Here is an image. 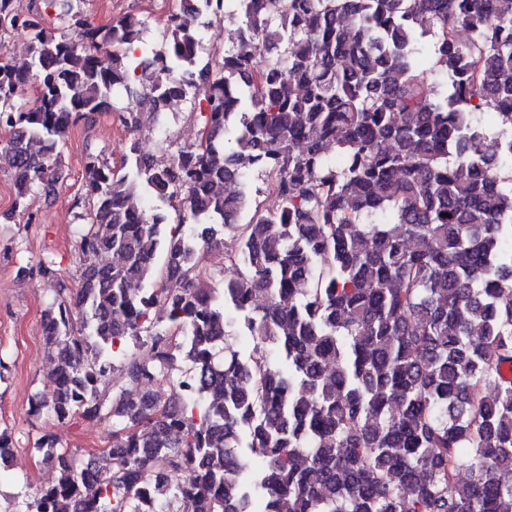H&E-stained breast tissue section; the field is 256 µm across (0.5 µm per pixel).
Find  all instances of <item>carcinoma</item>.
Masks as SVG:
<instances>
[{
    "instance_id": "1",
    "label": "carcinoma",
    "mask_w": 512,
    "mask_h": 512,
    "mask_svg": "<svg viewBox=\"0 0 512 512\" xmlns=\"http://www.w3.org/2000/svg\"><path fill=\"white\" fill-rule=\"evenodd\" d=\"M14 2L13 210L55 191L57 137L114 90L205 114L166 161L134 140L121 169L85 165L81 287L44 311L35 412L112 425L109 465L42 441L57 476L24 512H512V0H196L150 61L135 16L76 44ZM231 2L236 43L201 65L203 19ZM255 169L278 209L253 208ZM178 195L177 224L131 207ZM30 38V32L23 28H0V44L4 47L7 59L12 63L15 60L14 47L17 49V62L23 61L25 64L28 61ZM221 238L219 248L210 252L207 256V265L215 274V286L220 287L221 274L220 270L224 268V256L227 253H234L238 248V243L233 234L228 231H221L218 235ZM227 243V247L225 246Z\"/></svg>"
}]
</instances>
